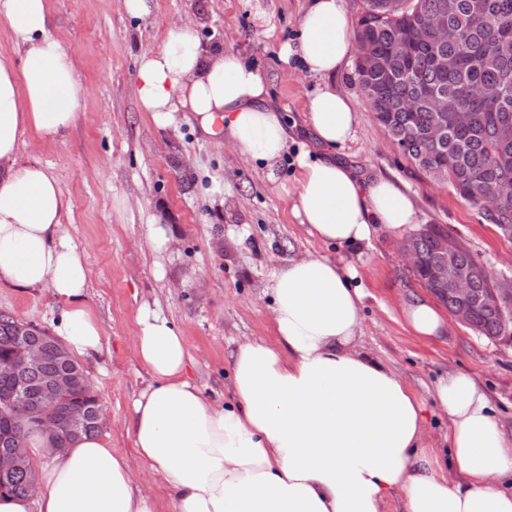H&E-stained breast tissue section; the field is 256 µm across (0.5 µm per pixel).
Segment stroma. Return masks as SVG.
Listing matches in <instances>:
<instances>
[{"label":"stroma","instance_id":"35a3bbf8","mask_svg":"<svg viewBox=\"0 0 512 512\" xmlns=\"http://www.w3.org/2000/svg\"><path fill=\"white\" fill-rule=\"evenodd\" d=\"M47 4L48 32L71 46L84 95L66 135L29 141L20 160L46 166L71 199L63 228L85 254L88 304L103 336L101 353L81 364L107 415L102 436L130 455L132 399L150 380L134 351L139 307L149 304L183 332L193 379L207 396L220 399L229 392L226 369L235 348L273 336L264 294L271 272L290 259L326 251L291 212L289 191L296 182L290 160L271 180L260 162L231 143L205 138L188 113L158 127L138 106V59L159 50L170 28H196L202 47L237 52L266 75L268 103L291 125L290 150L315 148L304 112L320 80L279 57L307 0H151V12L141 20L130 18L124 0ZM335 83L358 104L356 136L337 148V156L359 172L401 183L414 201L418 225H444L493 277L512 276V241L482 210L432 182L391 146L362 103L353 64ZM158 227L169 238L162 251L153 244ZM401 242L382 231L371 247L343 253L369 292L361 351L401 375L423 401L432 447H441L447 430L433 388L448 372L483 384L498 421L511 432L512 342L477 336L454 320L441 339L416 337L402 309L429 292L405 265ZM60 308L48 289L0 288V312L19 320L50 329Z\"/></svg>","mask_w":512,"mask_h":512}]
</instances>
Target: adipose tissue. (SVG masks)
Segmentation results:
<instances>
[{
	"mask_svg": "<svg viewBox=\"0 0 512 512\" xmlns=\"http://www.w3.org/2000/svg\"><path fill=\"white\" fill-rule=\"evenodd\" d=\"M13 34L0 56V286L46 288L61 304L54 331L72 354L101 350L87 297L84 253L64 231L71 201L41 163L19 160L26 139H54L76 122L84 87L69 47L47 33L46 0H0ZM355 50L343 0H309L282 61L323 83L305 122L317 150L299 151L292 213L324 244L371 246L377 230L397 235L416 221L410 195L392 181L358 176L334 156L356 134L357 108L329 83ZM139 107L156 125L190 113L210 140L231 142L275 171L288 128L268 103L260 69L245 57L202 47L194 30H169L140 57ZM272 341L240 344L229 398L204 396L187 375L186 340L141 306L134 351L151 380L134 397V456L100 435L53 451L41 430L26 446L36 494L0 495V512H158L137 466L154 475L174 512H512V434L499 425L479 382L440 377L434 402L448 419V459L427 445L423 405L396 372L360 349L368 296L354 265L324 255L273 270ZM422 338L445 333L428 300L403 309Z\"/></svg>",
	"mask_w": 512,
	"mask_h": 512,
	"instance_id": "ef3b65f1",
	"label": "adipose tissue"
}]
</instances>
